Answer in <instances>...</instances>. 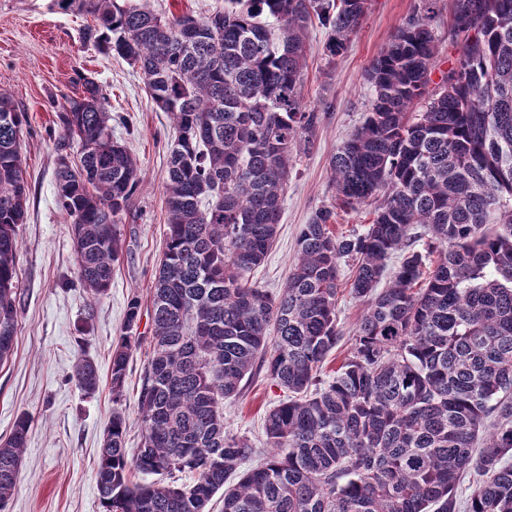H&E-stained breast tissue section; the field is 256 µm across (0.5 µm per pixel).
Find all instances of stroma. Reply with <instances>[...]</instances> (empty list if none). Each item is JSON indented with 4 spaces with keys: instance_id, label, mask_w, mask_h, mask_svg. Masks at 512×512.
Segmentation results:
<instances>
[{
    "instance_id": "1",
    "label": "stroma",
    "mask_w": 512,
    "mask_h": 512,
    "mask_svg": "<svg viewBox=\"0 0 512 512\" xmlns=\"http://www.w3.org/2000/svg\"><path fill=\"white\" fill-rule=\"evenodd\" d=\"M51 0H0V92L27 114L24 135L29 207L17 234L18 330L14 350L0 364V441L16 419L31 426L15 492L5 512H102L95 473L103 435L114 405L111 351L122 334L128 302H149L166 232L164 184L172 135L168 113L154 107L139 70L105 56L82 41L85 16L51 9ZM418 0H371L368 15L351 35L346 52L329 58L327 31L308 33L307 67L301 95L318 114L312 148L297 156L288 175L277 240L250 279L275 292L282 288L297 253V236L334 194L329 159L367 112L372 91L365 74ZM96 79L112 104V134L125 143L140 168V185L120 225L126 253L116 264L104 295L91 297L76 280L70 220L55 196L56 152L50 129L58 119L50 96L74 92L77 72ZM364 305L341 291L336 305L342 340L324 368L333 371L348 356ZM148 341L133 350L122 407L126 446L136 451L141 432L137 398ZM97 365V390L85 392L73 376L80 357ZM286 392L264 376L224 403V424L264 448V418Z\"/></svg>"
}]
</instances>
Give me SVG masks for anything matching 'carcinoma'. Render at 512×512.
<instances>
[{"label": "carcinoma", "mask_w": 512, "mask_h": 512, "mask_svg": "<svg viewBox=\"0 0 512 512\" xmlns=\"http://www.w3.org/2000/svg\"><path fill=\"white\" fill-rule=\"evenodd\" d=\"M226 2L169 17L142 0H53L93 17L83 40L136 67L173 121L141 447L128 456L126 418L112 412L96 472L103 512H209L218 493L223 512H512V0H451L457 56L431 92L435 0H420L367 70L371 106L330 160L334 202L302 225L276 294L243 274L277 238L294 150L312 145L307 33L318 19L327 55L342 54L370 0ZM77 80L80 92L50 99L55 193L72 220L77 281L98 296L124 257L119 223L139 176L112 138L108 93ZM26 126L1 92L0 364L17 337ZM380 194L363 233L336 234L337 210ZM345 259L349 294L366 309L350 355L326 377ZM141 318L134 296L112 350L116 404ZM258 370L288 396L265 417L271 451L255 464L249 440L224 426V401ZM75 379L96 388L90 360ZM30 422L20 415L0 443V510ZM134 471L192 482L134 483ZM468 473L479 480L462 498Z\"/></svg>", "instance_id": "cac0c4a2"}]
</instances>
